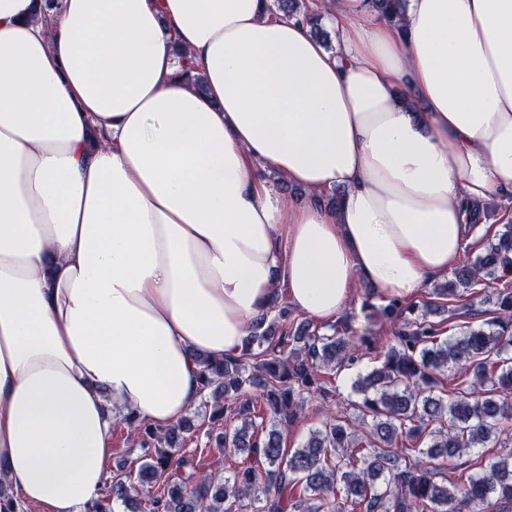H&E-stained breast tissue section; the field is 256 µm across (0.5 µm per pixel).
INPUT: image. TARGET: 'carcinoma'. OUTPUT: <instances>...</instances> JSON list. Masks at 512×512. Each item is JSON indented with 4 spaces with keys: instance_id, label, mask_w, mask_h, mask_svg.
Segmentation results:
<instances>
[{
    "instance_id": "carcinoma-1",
    "label": "carcinoma",
    "mask_w": 512,
    "mask_h": 512,
    "mask_svg": "<svg viewBox=\"0 0 512 512\" xmlns=\"http://www.w3.org/2000/svg\"><path fill=\"white\" fill-rule=\"evenodd\" d=\"M380 17L396 18L401 0H369ZM275 13L309 26L321 42L330 31L306 0H275ZM496 282L493 309L477 311L465 294ZM449 311L490 314L489 328H468L441 338V312L390 297L378 307L367 294L363 309L389 323L393 343L380 365L355 383L362 396L360 431L332 417L296 448L284 432L301 417L306 399L332 398L325 374L354 366L378 343L340 321L328 327L274 303L275 314L256 323L240 354L213 359L195 355L202 391L213 403L210 423L217 451L238 457L226 476L190 473L183 453L197 429L182 417L159 431L124 418L141 450L134 470L116 469L87 512H112L147 496V512H504L512 504V448L471 458L477 448L512 425V224L503 225L474 260L459 265L434 289ZM450 373L449 385L441 376Z\"/></svg>"
}]
</instances>
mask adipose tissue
Segmentation results:
<instances>
[{"mask_svg":"<svg viewBox=\"0 0 512 512\" xmlns=\"http://www.w3.org/2000/svg\"><path fill=\"white\" fill-rule=\"evenodd\" d=\"M270 2L0 0V483L24 505L84 512L118 420L179 421L196 354H239L277 295L318 323L358 278L411 296L512 190V0H348L333 50Z\"/></svg>","mask_w":512,"mask_h":512,"instance_id":"ef3b65f1","label":"adipose tissue"}]
</instances>
